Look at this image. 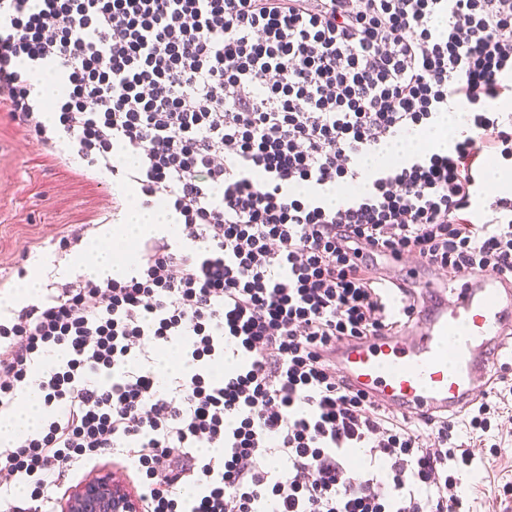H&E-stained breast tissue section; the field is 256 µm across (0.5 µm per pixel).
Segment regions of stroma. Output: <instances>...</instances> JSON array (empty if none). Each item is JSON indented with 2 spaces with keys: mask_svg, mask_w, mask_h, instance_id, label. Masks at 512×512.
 <instances>
[{
  "mask_svg": "<svg viewBox=\"0 0 512 512\" xmlns=\"http://www.w3.org/2000/svg\"><path fill=\"white\" fill-rule=\"evenodd\" d=\"M478 166L483 196L470 219L482 225L496 218L492 201L512 199V189L498 190L487 178L493 169L512 176V159L487 150ZM124 208L109 173L86 169L69 143L53 149L37 145L0 112V318L10 319L22 307L17 292L23 275H39L45 295L84 279L93 246L106 225L119 222ZM73 233L78 241L59 248L60 238ZM497 374L495 389L503 395L505 409L487 438L501 452L476 459L462 480L474 512H512V356L500 359Z\"/></svg>",
  "mask_w": 512,
  "mask_h": 512,
  "instance_id": "obj_1",
  "label": "stroma"
}]
</instances>
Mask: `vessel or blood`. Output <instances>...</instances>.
Here are the masks:
<instances>
[{
    "mask_svg": "<svg viewBox=\"0 0 512 512\" xmlns=\"http://www.w3.org/2000/svg\"><path fill=\"white\" fill-rule=\"evenodd\" d=\"M383 266L414 280L429 303L416 308L404 330L337 341V374L389 410L463 412L477 391L492 386L503 352L512 351V281L475 272L449 283L395 259Z\"/></svg>",
    "mask_w": 512,
    "mask_h": 512,
    "instance_id": "vessel-or-blood-1",
    "label": "vessel or blood"
}]
</instances>
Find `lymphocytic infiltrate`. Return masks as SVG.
<instances>
[{
  "instance_id": "f902f5d3",
  "label": "lymphocytic infiltrate",
  "mask_w": 512,
  "mask_h": 512,
  "mask_svg": "<svg viewBox=\"0 0 512 512\" xmlns=\"http://www.w3.org/2000/svg\"><path fill=\"white\" fill-rule=\"evenodd\" d=\"M511 90L512 0H0V112L138 184L184 237L0 322V411L32 383L48 410L0 449V512H55L108 453L146 512H463L450 465L476 451L454 422L386 412L325 354L412 317L413 289L368 276L378 258L512 277V217H468L476 159L512 157L489 115ZM455 101L469 132L448 153L356 169ZM339 181L366 189L325 204ZM175 338L187 372L165 377L146 347Z\"/></svg>"
}]
</instances>
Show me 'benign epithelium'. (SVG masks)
<instances>
[{
  "instance_id": "benign-epithelium-1",
  "label": "benign epithelium",
  "mask_w": 512,
  "mask_h": 512,
  "mask_svg": "<svg viewBox=\"0 0 512 512\" xmlns=\"http://www.w3.org/2000/svg\"><path fill=\"white\" fill-rule=\"evenodd\" d=\"M62 512H141V501L112 472L103 471L76 486Z\"/></svg>"
}]
</instances>
